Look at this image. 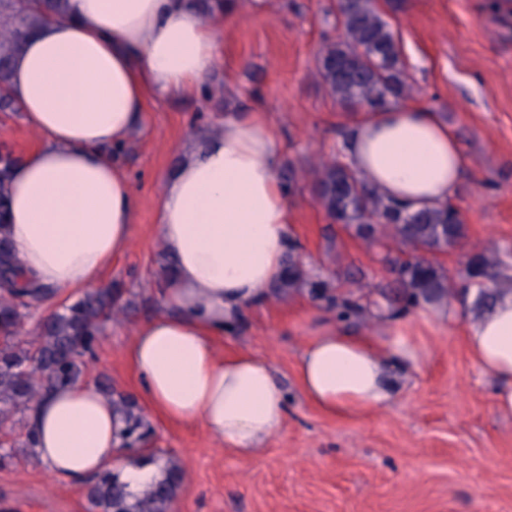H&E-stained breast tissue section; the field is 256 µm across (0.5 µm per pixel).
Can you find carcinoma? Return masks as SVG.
Wrapping results in <instances>:
<instances>
[{"mask_svg":"<svg viewBox=\"0 0 512 512\" xmlns=\"http://www.w3.org/2000/svg\"><path fill=\"white\" fill-rule=\"evenodd\" d=\"M43 19L24 0H0V110H14L9 96L11 64L26 37ZM336 27L341 35L328 40L317 58V75L328 95L341 106L368 112L384 111L411 94L401 60L399 42L383 18L377 0H338ZM19 161L7 148L0 151V426L33 410L38 399L53 388L79 381L82 368L96 358L106 323L118 311L120 294L100 288L85 294L38 323V340L19 339L24 320L49 291L36 284H19L18 261L6 234L10 197L7 178ZM313 189L318 204L333 224L368 241L391 240L392 249L382 257L387 272L401 289L405 306H437L448 293L459 291L462 298L477 294L473 306L480 309L497 299V288L512 276V252L473 251L465 263L460 282L436 256L463 246L467 226L451 203L437 208L411 211L402 203L382 196L370 183L339 157L322 161L312 169ZM304 286L309 295L347 320L360 309L353 295L333 293L332 280L311 273L293 253L285 259V275L274 288ZM99 391L112 401L124 424L120 436L124 445L135 448L151 431L136 402L106 383ZM177 478L151 488L135 501L110 472L89 482L91 512H167Z\"/></svg>","mask_w":512,"mask_h":512,"instance_id":"obj_1","label":"carcinoma"}]
</instances>
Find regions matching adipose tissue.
Wrapping results in <instances>:
<instances>
[{"mask_svg": "<svg viewBox=\"0 0 512 512\" xmlns=\"http://www.w3.org/2000/svg\"><path fill=\"white\" fill-rule=\"evenodd\" d=\"M220 31L189 0H66L13 60L10 95L42 137L10 170L7 233L23 274L61 293L97 286L127 247L133 188L111 151L141 130L148 98H198L220 65ZM166 177L157 235L171 259L161 310L143 322L124 359L150 409L201 424L229 452L256 456L285 422L287 398L270 361L220 356L216 340L267 299L293 245L282 151L266 112L230 109L218 130L192 139ZM342 154L386 197L411 209L454 195L469 162L436 113L394 107L359 119ZM378 340L322 326L297 365L306 398L331 415L389 403L390 367L415 369L423 342L386 313ZM474 363L499 383V412L512 415V294L468 326ZM37 458L80 486L115 469L131 498L167 466L127 461L122 424L95 387L53 389L30 417Z\"/></svg>", "mask_w": 512, "mask_h": 512, "instance_id": "ef3b65f1", "label": "adipose tissue"}]
</instances>
